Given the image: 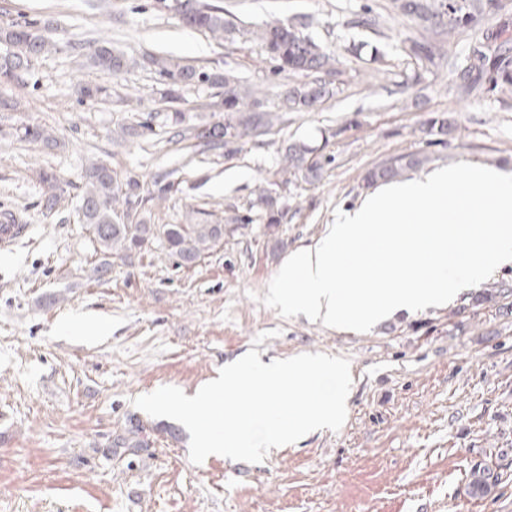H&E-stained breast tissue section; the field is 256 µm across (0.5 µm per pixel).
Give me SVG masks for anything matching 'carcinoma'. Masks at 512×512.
<instances>
[{
  "instance_id": "obj_1",
  "label": "carcinoma",
  "mask_w": 512,
  "mask_h": 512,
  "mask_svg": "<svg viewBox=\"0 0 512 512\" xmlns=\"http://www.w3.org/2000/svg\"><path fill=\"white\" fill-rule=\"evenodd\" d=\"M396 7L403 15L431 31L429 37L409 39L410 52L425 63L441 58L444 37L474 24L470 0H396ZM177 9L191 28L206 30L219 39L232 31V23L224 19L222 6L206 0H181ZM508 27L509 23L504 21L498 29L483 34L476 41L477 51L468 54L463 64L456 67L454 85L459 96L468 97L479 90L489 92L512 86V38L505 36ZM261 42L267 58L275 62L277 72H303L308 77L307 81L281 93L283 112L308 111L330 94L319 74L335 72L336 54L333 50L318 45L296 25L286 26L278 20L266 24ZM0 43L7 46V52L0 55V86L21 81L23 75L31 71L32 62L54 47L43 34L19 24L0 27ZM90 62L100 73L112 75L122 71L128 60L107 43L98 42ZM149 63L167 81L168 88L162 98L169 103L181 99L179 89L185 86L224 88V121L194 128L191 135L212 149H224L227 156L236 152L237 144L242 140L254 136L261 128L271 127L278 119L276 113L262 109L263 92L260 90L241 88L217 72L173 59L152 57ZM78 93L83 100H105L110 96L109 88L101 84H81ZM157 118L159 113L151 112L137 129L122 126L121 136L151 133ZM423 126L429 135L438 137L440 143L450 130L448 119L444 117H430L424 120ZM19 139L47 148L56 143L49 131L39 124L23 126ZM282 159L284 166L278 174L299 175L309 181L317 179L324 166L334 161V157L319 154L304 142L288 144ZM425 160L426 157L419 153L401 155L369 169L363 181L372 184L393 180L403 170L416 168ZM38 180L47 191L46 208L51 210L64 192L63 182L49 171L40 172ZM83 181L78 213L81 223L89 226L101 254L95 267L99 277L109 272L112 256H126L153 240L160 241L167 255L181 266L195 264L205 251L224 240L222 224L148 223V204L164 200L175 189L173 182L156 181L154 189L144 196L138 179L122 178L109 164L101 161L86 166ZM286 184V178L269 180L259 189L258 203L268 224L281 222L283 210L277 188ZM144 447L145 430L133 424L113 439L107 455H117L119 448L133 455Z\"/></svg>"
}]
</instances>
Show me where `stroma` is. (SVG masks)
<instances>
[{"label":"stroma","mask_w":512,"mask_h":512,"mask_svg":"<svg viewBox=\"0 0 512 512\" xmlns=\"http://www.w3.org/2000/svg\"><path fill=\"white\" fill-rule=\"evenodd\" d=\"M214 2L236 26L230 39L187 27L175 0H0V27L30 22L57 44L23 82L0 87V212L29 226L14 251L0 252V512H512V296L476 303L484 288L512 286V267L448 305L366 333L285 318L261 302L288 253L316 242L364 194L366 169L415 152L430 170L512 168V91L462 100L451 71L484 31L512 22V0L479 15L432 65L408 52L420 28L394 0ZM367 13L381 16L379 28L360 25ZM272 20L305 21L306 34L335 50L331 99L288 113L228 156L186 133L223 120V90L189 86L177 105L184 123L159 120L153 135L114 140V129L159 106L164 86L149 55L233 75L276 110L284 86L305 77L274 72L257 38ZM102 39L130 60L118 74L88 62V44ZM79 82L106 84L111 96L80 99ZM431 116L452 121L447 143L421 132ZM29 121L49 126L57 146L21 142L17 130ZM294 141L324 147L334 161L318 181L281 188L284 217L269 225L257 188ZM91 159L146 189L169 174L175 189L152 205V223L185 224L199 209L203 222L223 225V243L180 266L155 242L113 258L97 279L100 255L77 217ZM41 168L70 183L51 211L35 179ZM233 213L247 223H225ZM252 349L265 361L347 358L343 427L258 464L211 456L196 465L188 439L165 433L168 419L133 404L162 386L192 394ZM134 422L148 447L106 457ZM480 470L491 489L474 497L468 486Z\"/></svg>","instance_id":"35a3bbf8"}]
</instances>
